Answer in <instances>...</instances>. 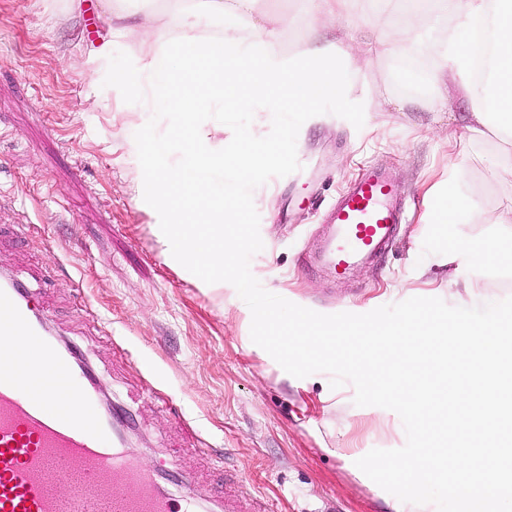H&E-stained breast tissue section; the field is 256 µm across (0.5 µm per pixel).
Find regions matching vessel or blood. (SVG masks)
I'll return each instance as SVG.
<instances>
[{"label":"vessel or blood","instance_id":"b4317fda","mask_svg":"<svg viewBox=\"0 0 512 512\" xmlns=\"http://www.w3.org/2000/svg\"><path fill=\"white\" fill-rule=\"evenodd\" d=\"M404 208L373 168L327 211L321 270L347 278L392 248ZM172 498L99 409L89 372L47 336L37 304L0 277V512H200L192 481Z\"/></svg>","mask_w":512,"mask_h":512}]
</instances>
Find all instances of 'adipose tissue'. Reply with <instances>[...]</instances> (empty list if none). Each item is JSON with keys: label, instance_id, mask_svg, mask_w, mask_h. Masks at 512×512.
Instances as JSON below:
<instances>
[{"label": "adipose tissue", "instance_id": "ef3b65f1", "mask_svg": "<svg viewBox=\"0 0 512 512\" xmlns=\"http://www.w3.org/2000/svg\"><path fill=\"white\" fill-rule=\"evenodd\" d=\"M406 8L417 23H425L434 14L453 15L457 24L444 31L434 48L437 66L433 73L436 86L470 92L474 58L461 46L464 34L485 26L490 35L491 53L482 78L479 101L472 107V130L494 129L512 144V0H435L434 11H426L423 0H406Z\"/></svg>", "mask_w": 512, "mask_h": 512}]
</instances>
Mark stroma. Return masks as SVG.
<instances>
[{
  "instance_id": "1",
  "label": "stroma",
  "mask_w": 512,
  "mask_h": 512,
  "mask_svg": "<svg viewBox=\"0 0 512 512\" xmlns=\"http://www.w3.org/2000/svg\"><path fill=\"white\" fill-rule=\"evenodd\" d=\"M359 27L314 22L303 0H255L249 22L205 21L200 38L234 31L246 45L291 59L312 39L350 56L347 94L365 122L310 118L297 139L300 170L256 188L264 248L250 263L262 286L323 314H362L411 297L476 306L512 296V266L477 272L439 266L445 237L512 242V149L493 131H469L472 96L440 107L431 31L393 55L379 51L413 20L367 11ZM133 24L181 33L173 0H148ZM271 31L258 41L257 31ZM71 0H0V272L36 290L46 325L75 344L111 405L137 415L128 447L157 473L191 471L224 512L232 475L272 512H392L393 495L355 462L374 448L404 446L393 411L354 404L316 373L287 377L254 344L238 304L199 288L166 262L154 212L138 202L141 167L126 151L150 118L118 90L91 83L83 64L105 35ZM391 171L406 202L397 246L354 269L343 286L311 272L322 248L321 216L365 168ZM454 188L469 208L440 230L428 214L434 191Z\"/></svg>"
}]
</instances>
